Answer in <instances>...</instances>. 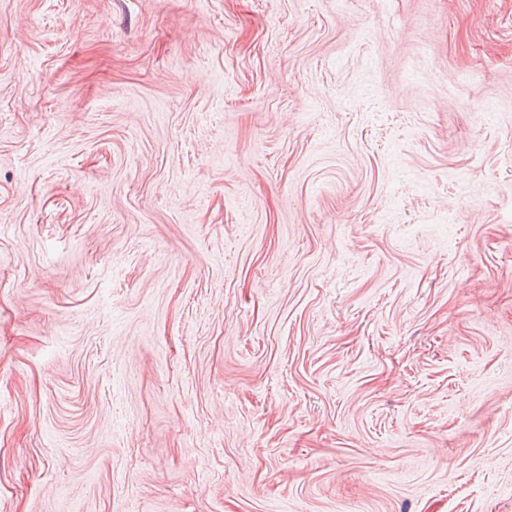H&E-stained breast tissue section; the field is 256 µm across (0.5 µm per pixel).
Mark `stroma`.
Wrapping results in <instances>:
<instances>
[{"label": "stroma", "mask_w": 512, "mask_h": 512, "mask_svg": "<svg viewBox=\"0 0 512 512\" xmlns=\"http://www.w3.org/2000/svg\"><path fill=\"white\" fill-rule=\"evenodd\" d=\"M0 512H512V0H0Z\"/></svg>", "instance_id": "35a3bbf8"}]
</instances>
